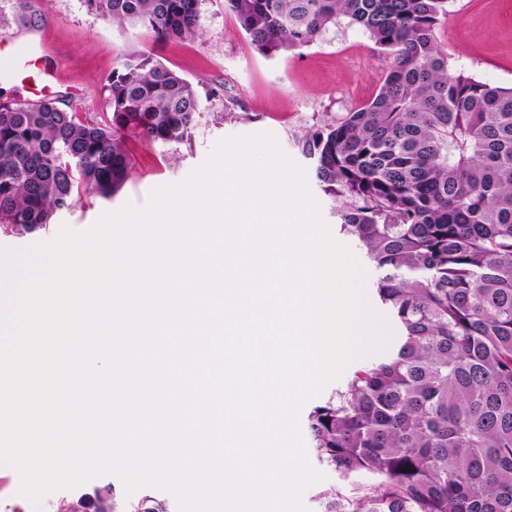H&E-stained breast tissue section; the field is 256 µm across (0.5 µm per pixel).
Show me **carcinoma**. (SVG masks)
Listing matches in <instances>:
<instances>
[{"label": "carcinoma", "instance_id": "obj_1", "mask_svg": "<svg viewBox=\"0 0 512 512\" xmlns=\"http://www.w3.org/2000/svg\"><path fill=\"white\" fill-rule=\"evenodd\" d=\"M203 0H84L158 41L201 31ZM452 0H225L265 58L307 47L341 18L387 59L375 96L298 141L340 230L381 272L395 330L307 428L339 487L323 512H512V86L451 68ZM109 115L45 100L0 104V230L47 229L74 197L124 185L125 138H187L200 101L152 53L106 84Z\"/></svg>", "mask_w": 512, "mask_h": 512}]
</instances>
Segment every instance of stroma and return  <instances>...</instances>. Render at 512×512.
<instances>
[{
	"label": "stroma",
	"mask_w": 512,
	"mask_h": 512,
	"mask_svg": "<svg viewBox=\"0 0 512 512\" xmlns=\"http://www.w3.org/2000/svg\"><path fill=\"white\" fill-rule=\"evenodd\" d=\"M45 17L42 32L56 50L67 87L56 101L81 117L103 120L107 76L130 53H153L196 89L200 111L187 139L141 145L130 141L133 168L124 187L112 199L74 197L71 208L58 211L48 230L24 237L0 234V264L27 249L53 239L61 226L89 229L108 211L125 204L144 206L159 186L183 181L200 166L221 139L269 132L282 150L303 168L311 161L297 142L310 130L336 123L347 112L367 103L377 92L385 58L372 48L358 26L341 21L308 47L274 59L257 53L224 0H204L202 32L195 38L158 43L143 28L120 26L87 11L84 0H29ZM446 23L451 63L478 80L512 85V0H452ZM310 189L338 242L349 246L360 269V294L374 299L379 276L364 249L340 234L335 198L317 181ZM20 476H0V512H55L72 492L94 493L111 486L126 500L123 482L115 475L94 477L78 489L54 490L32 501L20 492Z\"/></svg>",
	"instance_id": "stroma-1"
}]
</instances>
